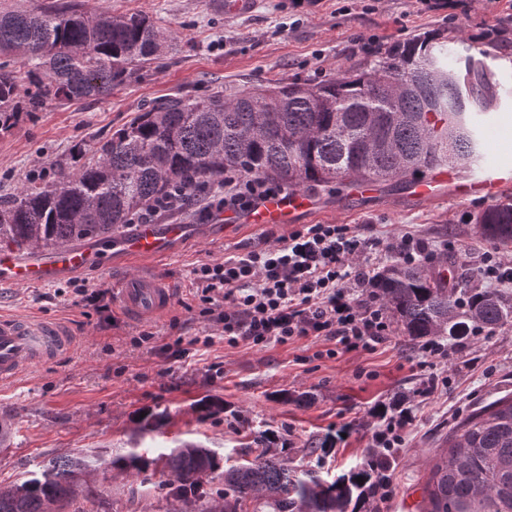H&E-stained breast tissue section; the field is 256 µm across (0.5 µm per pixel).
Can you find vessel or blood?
<instances>
[{"label":"vessel or blood","instance_id":"b4317fda","mask_svg":"<svg viewBox=\"0 0 512 512\" xmlns=\"http://www.w3.org/2000/svg\"><path fill=\"white\" fill-rule=\"evenodd\" d=\"M511 185V168H482L458 180L453 194L461 199L492 201ZM305 202L306 197L301 193L272 196L251 210L246 221L259 227L288 224ZM188 233L183 224H140L121 238L119 251L127 258L165 256L173 253ZM111 266V257L104 255L98 241L67 244L48 251L33 249L24 256L0 248V286H38ZM114 294L115 304L136 319L156 318L174 301L173 291L165 279L141 274L126 277ZM70 346L68 331L63 326L25 315L0 313V383L18 379L35 364Z\"/></svg>","mask_w":512,"mask_h":512}]
</instances>
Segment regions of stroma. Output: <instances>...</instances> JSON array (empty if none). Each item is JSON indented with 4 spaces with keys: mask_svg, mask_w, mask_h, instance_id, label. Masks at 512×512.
Wrapping results in <instances>:
<instances>
[{
    "mask_svg": "<svg viewBox=\"0 0 512 512\" xmlns=\"http://www.w3.org/2000/svg\"><path fill=\"white\" fill-rule=\"evenodd\" d=\"M84 11H143L176 32L177 48L144 69L136 81L97 99L47 102L22 113L0 131V195L16 192L23 177L72 168L80 152L138 113L176 94L260 90L277 81L315 83L337 68H363L392 44L428 33L451 37L455 54L465 46L493 47L487 64L496 72L493 109L502 127L487 145L492 166L512 167V0H259L248 17L224 15L211 0H80ZM311 207L295 224L364 225L387 239L410 231L430 249L458 242L447 268L460 287L479 288L477 272L487 251L512 259V244L491 247L474 215L484 204L445 194L434 201L411 190L376 185L340 194L308 191ZM161 224L221 225L220 233L193 238L166 258L127 261L113 256L107 271L92 270L37 287H1L0 309L68 322L76 340L70 352L40 363L20 379L0 384V421L10 422L9 447L0 448V488L49 460L80 453L109 458L136 449L154 458L181 443L218 452L222 465L251 459L254 438L272 432L288 443V463L336 477L366 467L372 408L402 396L414 414L404 443L389 458L393 492L378 512H420L423 486L448 433L476 409L512 395V327L468 341L434 372L446 390L428 399L415 391L432 370L422 367L418 342L395 334L374 352L337 351L308 338L263 348L231 346L214 335L209 346L174 359L165 345L178 337L211 334L201 316L193 268L208 260L266 247L264 229L240 214L206 212L204 203L159 215ZM161 272L176 290L172 306L157 320L134 321L119 307L107 312L75 304L73 288H116L138 271ZM154 332V347L132 345L133 336ZM220 363L223 373L211 371ZM166 415L163 426L143 429L144 411ZM347 428L344 440L338 429ZM166 478L149 484L129 473L92 475L85 496L105 502V512H167Z\"/></svg>",
    "mask_w": 512,
    "mask_h": 512,
    "instance_id": "35a3bbf8",
    "label": "stroma"
}]
</instances>
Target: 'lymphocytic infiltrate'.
I'll list each match as a JSON object with an SVG mask.
<instances>
[{"mask_svg": "<svg viewBox=\"0 0 512 512\" xmlns=\"http://www.w3.org/2000/svg\"><path fill=\"white\" fill-rule=\"evenodd\" d=\"M268 179L229 172L216 208L248 211L286 193ZM267 248L206 261L192 271L202 314L230 345L265 347L310 336L346 351H372L394 334L393 320L370 282L384 257L414 265L435 251L406 232L363 238L349 224H305L267 232Z\"/></svg>", "mask_w": 512, "mask_h": 512, "instance_id": "lymphocytic-infiltrate-1", "label": "lymphocytic infiltrate"}]
</instances>
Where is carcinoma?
Listing matches in <instances>:
<instances>
[{"label":"carcinoma","mask_w":512,"mask_h":512,"mask_svg":"<svg viewBox=\"0 0 512 512\" xmlns=\"http://www.w3.org/2000/svg\"><path fill=\"white\" fill-rule=\"evenodd\" d=\"M175 46L174 34L145 14H90L77 0L0 9V58L18 62L0 61V131L48 100L107 95ZM495 103L481 62L468 54L458 65L440 33L394 44L368 68L338 69L316 84L170 98L112 132L75 168L30 175L16 194L0 197V246L52 250L110 238L173 188L218 184L232 171L337 191L368 181L392 186L449 164L466 169L486 161L476 117ZM474 221L484 238L512 242V204L489 205ZM371 288L412 341L512 326V292L452 288L422 264L394 261ZM445 443L423 512H512V397L469 415ZM257 444L252 461L220 474L218 497L203 489L219 470L212 450L184 444L157 458L131 450L110 464L136 460L140 475L160 461L170 497L221 500L224 512H376L377 481L368 470L330 482L289 467L288 449L271 447L267 435ZM94 468L85 456L60 458L1 488L0 512L62 509Z\"/></svg>","instance_id":"carcinoma-1"}]
</instances>
